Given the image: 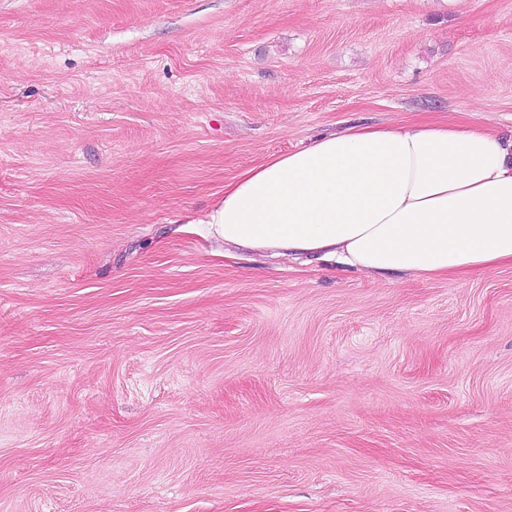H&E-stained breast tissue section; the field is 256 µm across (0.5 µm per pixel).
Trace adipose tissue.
Masks as SVG:
<instances>
[{
    "label": "adipose tissue",
    "mask_w": 512,
    "mask_h": 512,
    "mask_svg": "<svg viewBox=\"0 0 512 512\" xmlns=\"http://www.w3.org/2000/svg\"><path fill=\"white\" fill-rule=\"evenodd\" d=\"M206 236L393 279L512 264V137L352 124L225 184Z\"/></svg>",
    "instance_id": "adipose-tissue-1"
}]
</instances>
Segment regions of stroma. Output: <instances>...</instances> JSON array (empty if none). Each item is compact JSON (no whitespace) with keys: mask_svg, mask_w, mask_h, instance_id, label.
I'll use <instances>...</instances> for the list:
<instances>
[{"mask_svg":"<svg viewBox=\"0 0 512 512\" xmlns=\"http://www.w3.org/2000/svg\"><path fill=\"white\" fill-rule=\"evenodd\" d=\"M412 120L512 135V0H0V512H512V265L196 231Z\"/></svg>","mask_w":512,"mask_h":512,"instance_id":"stroma-1","label":"stroma"}]
</instances>
